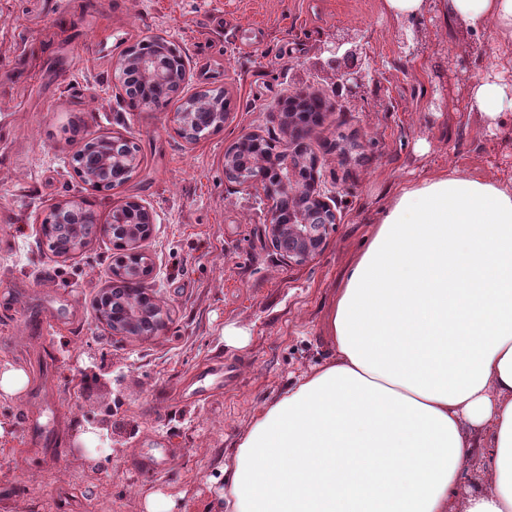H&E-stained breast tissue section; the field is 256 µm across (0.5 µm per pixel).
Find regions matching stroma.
<instances>
[{"label":"stroma","mask_w":512,"mask_h":512,"mask_svg":"<svg viewBox=\"0 0 512 512\" xmlns=\"http://www.w3.org/2000/svg\"><path fill=\"white\" fill-rule=\"evenodd\" d=\"M405 25L381 0H0V366L29 378L24 394L0 397V512H145L155 493L175 498L176 512H209L255 413L334 355L331 299L395 185L447 167L512 177V112L491 132L463 108L468 84L442 109L425 95L448 77L445 54L469 41L485 44L480 67L496 65L489 31H447L432 18L422 30L431 52L409 57ZM357 34L376 80L353 100L320 48ZM148 36L180 48L184 95L228 91L219 132L190 143L172 111L129 105L114 65ZM298 90L329 106L306 145L338 216L323 252L301 265L271 247L262 187L224 176V153L244 134H281L277 105ZM98 135L139 148L137 172L110 191L83 184L70 164ZM132 197L154 216L142 285L168 313L148 340L112 335L96 316L117 254L109 237L60 258L39 233L59 201L87 199L105 224ZM230 324L248 330L244 347L225 345ZM31 405L62 454L27 450ZM104 417L109 450L98 447ZM163 448L176 455L161 473L129 468L130 456Z\"/></svg>","instance_id":"stroma-1"}]
</instances>
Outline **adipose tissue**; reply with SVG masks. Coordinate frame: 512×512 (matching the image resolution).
<instances>
[{"mask_svg":"<svg viewBox=\"0 0 512 512\" xmlns=\"http://www.w3.org/2000/svg\"><path fill=\"white\" fill-rule=\"evenodd\" d=\"M435 17L512 48V0H438ZM469 99L490 122L512 110L497 81ZM324 330L334 356L256 413L212 512H512V181L399 184ZM483 448L490 488L460 497Z\"/></svg>","mask_w":512,"mask_h":512,"instance_id":"adipose-tissue-1","label":"adipose tissue"}]
</instances>
